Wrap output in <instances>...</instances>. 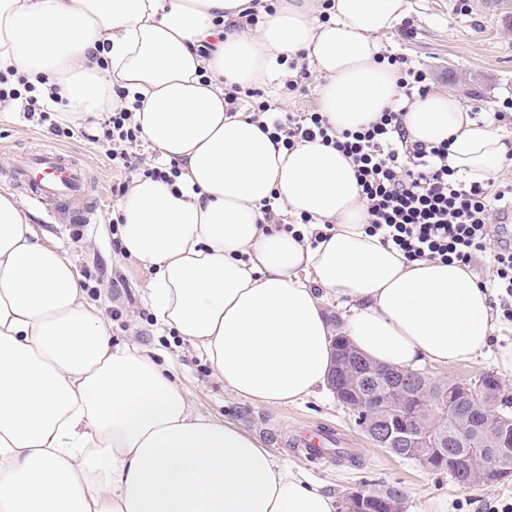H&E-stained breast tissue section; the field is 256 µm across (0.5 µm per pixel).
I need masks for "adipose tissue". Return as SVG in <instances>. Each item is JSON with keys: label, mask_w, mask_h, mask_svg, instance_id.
<instances>
[{"label": "adipose tissue", "mask_w": 512, "mask_h": 512, "mask_svg": "<svg viewBox=\"0 0 512 512\" xmlns=\"http://www.w3.org/2000/svg\"><path fill=\"white\" fill-rule=\"evenodd\" d=\"M255 8L259 22L222 30ZM0 0V70L61 87L72 119L140 96L142 137L181 175L133 179L121 243L152 277L156 320L208 359L225 390L292 405L325 387L332 339L381 366H451L484 354L496 316L467 266L407 261L365 231L350 158L285 148L225 84L267 85L300 54L324 76L319 110L339 130L403 110L412 140L449 144L473 181L512 146L460 99H407L380 35L406 0ZM275 199L293 229L268 224ZM323 240L311 244L312 232ZM343 313L330 319L326 298ZM305 472L230 419L204 413L150 351L113 347L75 263L38 240L0 192V512H336Z\"/></svg>", "instance_id": "adipose-tissue-1"}]
</instances>
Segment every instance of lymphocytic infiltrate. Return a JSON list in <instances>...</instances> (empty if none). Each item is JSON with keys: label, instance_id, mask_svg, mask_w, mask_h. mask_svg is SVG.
<instances>
[{"label": "lymphocytic infiltrate", "instance_id": "f902f5d3", "mask_svg": "<svg viewBox=\"0 0 512 512\" xmlns=\"http://www.w3.org/2000/svg\"><path fill=\"white\" fill-rule=\"evenodd\" d=\"M26 77L0 72V103L20 102L27 118L38 119L52 135L73 138L71 125L52 119L60 103L59 86H51L40 102ZM251 98L253 118L286 147L308 140L336 148L352 159L366 204L368 233L402 252L407 260H444L469 264L475 253L489 254L492 277L488 287L503 317L512 321V244L492 241L493 213L488 183L464 181L448 163V145L411 140L399 110L384 109L368 126L337 131L318 112H285L278 101L257 88L234 84L224 90V102L236 105ZM129 107L113 109L102 125L100 143L113 169L174 185L176 164L153 165L137 153L140 128Z\"/></svg>", "mask_w": 512, "mask_h": 512}]
</instances>
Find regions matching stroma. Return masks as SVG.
<instances>
[{
    "instance_id": "obj_1",
    "label": "stroma",
    "mask_w": 512,
    "mask_h": 512,
    "mask_svg": "<svg viewBox=\"0 0 512 512\" xmlns=\"http://www.w3.org/2000/svg\"><path fill=\"white\" fill-rule=\"evenodd\" d=\"M380 43L421 69L430 90L452 92L470 111L493 117L496 132L512 142V110L502 106L504 99H512V0H407L402 20ZM56 146L85 165L101 193L97 223L56 224L43 207L25 199L20 205L39 239L73 259L86 299L108 324L113 346L153 351L156 361L171 367L200 407L256 434L277 458L305 471L337 504H344L347 494L359 487L383 482L405 491L406 512H494L500 504L512 503V480L464 490L446 474L376 448L330 390H317L292 406L252 403L226 391L201 354L156 322L146 296L150 274L123 256L113 235L118 200L112 185L125 181L126 175L113 169L104 147L83 138L59 140L27 121L17 104L0 112V155L20 165L32 151ZM423 371L429 378L465 385L493 374L501 385L494 406L512 415V373L500 370L492 352L448 368L427 364ZM301 427H333L348 434L356 443L353 461L333 456L311 461L294 452L291 439Z\"/></svg>"
}]
</instances>
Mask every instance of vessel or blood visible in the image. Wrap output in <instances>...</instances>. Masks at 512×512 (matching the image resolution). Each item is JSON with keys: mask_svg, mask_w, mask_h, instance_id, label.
Instances as JSON below:
<instances>
[{"mask_svg": "<svg viewBox=\"0 0 512 512\" xmlns=\"http://www.w3.org/2000/svg\"><path fill=\"white\" fill-rule=\"evenodd\" d=\"M0 173L11 185L26 190L33 204L46 206L52 219L68 224L94 223L95 212L88 201V171L69 154L43 150L30 155L24 164L0 168ZM294 443L312 452L351 445L345 435L329 429L297 435Z\"/></svg>", "mask_w": 512, "mask_h": 512, "instance_id": "1", "label": "vessel or blood"}]
</instances>
